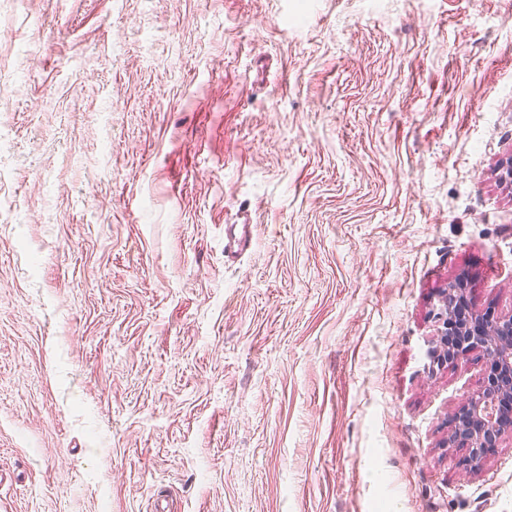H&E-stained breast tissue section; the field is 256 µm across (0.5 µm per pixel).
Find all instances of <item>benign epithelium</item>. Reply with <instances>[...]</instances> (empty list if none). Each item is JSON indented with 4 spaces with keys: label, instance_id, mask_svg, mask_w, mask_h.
Returning <instances> with one entry per match:
<instances>
[{
    "label": "benign epithelium",
    "instance_id": "1",
    "mask_svg": "<svg viewBox=\"0 0 512 512\" xmlns=\"http://www.w3.org/2000/svg\"><path fill=\"white\" fill-rule=\"evenodd\" d=\"M463 290L464 285L457 283L448 289V294L442 300L444 315L441 336L446 337L451 332L458 337L455 350L443 352L442 357L445 360H458L479 350L489 363L483 385L469 397L452 434L454 442L470 448V466L478 469L482 466L485 449L496 447L505 432L496 411L499 400L506 394H512V384L505 383L500 376L503 370L512 373V311L498 317L486 316L479 310L471 311L473 322L481 326V331L473 333L451 319L452 300Z\"/></svg>",
    "mask_w": 512,
    "mask_h": 512
}]
</instances>
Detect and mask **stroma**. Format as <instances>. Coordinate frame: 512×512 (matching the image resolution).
<instances>
[{
	"mask_svg": "<svg viewBox=\"0 0 512 512\" xmlns=\"http://www.w3.org/2000/svg\"><path fill=\"white\" fill-rule=\"evenodd\" d=\"M1 84L0 512H512V0H0ZM225 230L224 253L226 256L237 255L251 249L254 240V224H232ZM464 288L462 283L452 285L442 300L443 329L440 333L445 346L448 330L458 336L455 350L450 355L448 350L443 352L444 361L458 360L474 350H479L489 363L490 369L483 385L469 397L464 413L458 418L457 427L452 434L454 442L470 448V466L479 469L485 457V448L496 447L505 432L496 411L499 400L505 394H512L511 382L506 384L500 376L503 369L512 373V311L498 317L487 313L486 317L481 311L473 310L471 318L482 330L477 333L467 331L451 319L452 300L456 295L463 294ZM450 337L448 336V343Z\"/></svg>",
	"mask_w": 512,
	"mask_h": 512,
	"instance_id": "stroma-1",
	"label": "stroma"
}]
</instances>
